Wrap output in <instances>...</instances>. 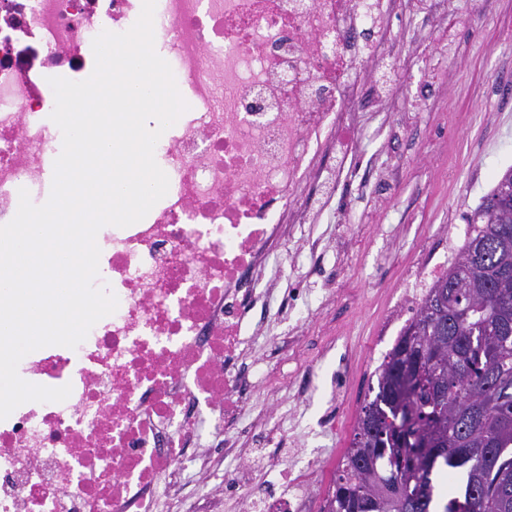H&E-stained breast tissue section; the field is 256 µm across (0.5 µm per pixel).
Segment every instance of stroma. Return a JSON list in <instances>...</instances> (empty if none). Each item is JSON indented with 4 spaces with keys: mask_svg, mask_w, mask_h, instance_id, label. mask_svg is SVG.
<instances>
[{
    "mask_svg": "<svg viewBox=\"0 0 512 512\" xmlns=\"http://www.w3.org/2000/svg\"><path fill=\"white\" fill-rule=\"evenodd\" d=\"M451 7V27L423 18L434 52L427 62L395 72L400 110L383 137L362 143L372 165L395 169V183L379 200L370 190L349 186L352 221L336 223L324 210L305 227L306 234L332 243L324 261L341 292L331 302L313 297L303 321L312 336L333 328L340 338L308 396L301 457H328L334 470L376 384L374 370L392 347V337L380 329L405 271L440 231L465 223L512 160V99L500 95L494 82L497 71L512 66V0H451ZM344 251L349 259L337 262ZM343 357L352 376L334 396L331 377ZM332 403L338 423L335 433L325 434L320 422Z\"/></svg>",
    "mask_w": 512,
    "mask_h": 512,
    "instance_id": "35a3bbf8",
    "label": "stroma"
}]
</instances>
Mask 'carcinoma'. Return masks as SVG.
I'll list each match as a JSON object with an SVG mask.
<instances>
[{"instance_id":"1","label":"carcinoma","mask_w":512,"mask_h":512,"mask_svg":"<svg viewBox=\"0 0 512 512\" xmlns=\"http://www.w3.org/2000/svg\"><path fill=\"white\" fill-rule=\"evenodd\" d=\"M507 170L467 217L438 278L377 370L331 512H512V204ZM460 288L441 295L448 283Z\"/></svg>"}]
</instances>
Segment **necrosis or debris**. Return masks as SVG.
Masks as SVG:
<instances>
[{"mask_svg": "<svg viewBox=\"0 0 512 512\" xmlns=\"http://www.w3.org/2000/svg\"><path fill=\"white\" fill-rule=\"evenodd\" d=\"M142 0H0V225L48 198L62 133L49 78H88L93 39L127 31ZM448 0H156L154 30L188 110L162 135L167 195L150 217L103 233L96 286L118 299L76 348L26 355L20 377L70 386L0 420V512H326L324 460L294 430L313 368L247 415L250 367L268 340L257 304L281 290L272 258L336 191L365 109H400L382 76L400 63L396 13ZM445 235L387 314L391 332L461 249ZM287 490L256 489L258 470Z\"/></svg>", "mask_w": 512, "mask_h": 512, "instance_id": "1", "label": "necrosis or debris"}]
</instances>
